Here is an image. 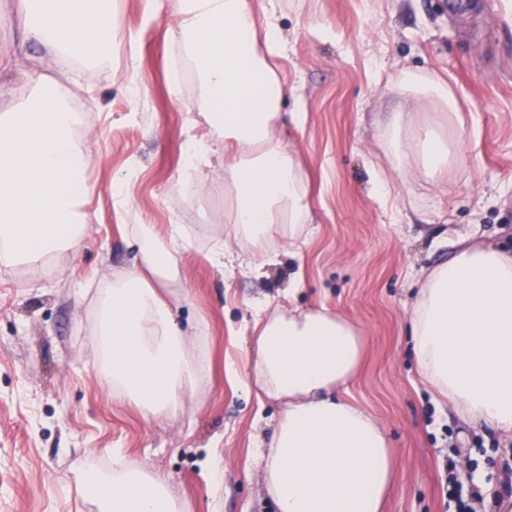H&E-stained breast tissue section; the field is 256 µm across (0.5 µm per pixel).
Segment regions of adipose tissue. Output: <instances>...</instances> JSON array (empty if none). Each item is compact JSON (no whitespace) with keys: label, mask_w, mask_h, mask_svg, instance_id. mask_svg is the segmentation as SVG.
<instances>
[{"label":"adipose tissue","mask_w":512,"mask_h":512,"mask_svg":"<svg viewBox=\"0 0 512 512\" xmlns=\"http://www.w3.org/2000/svg\"><path fill=\"white\" fill-rule=\"evenodd\" d=\"M257 0H174L183 57L197 69L198 108L210 133L185 130L182 184L202 191L216 139L224 141L226 240L204 258L224 263L238 247L269 257L289 248L308 221L298 158L276 127L288 96L271 60L282 37ZM22 40L57 59L86 66L129 40L102 0H17ZM22 103L0 101V259L38 260L63 245L60 222L84 224L71 174L91 157L76 143L77 115L56 84L37 78ZM413 137L431 176L445 173L448 139L422 125ZM458 250L423 282L408 315L413 353L425 379L475 426L512 430V250L457 241ZM180 225H168L141 250L143 272L126 274L97 299L105 362L115 392L148 411L178 408L195 344L158 291L178 274L186 250ZM155 277L145 282L144 273ZM249 374L282 406L264 459L265 489L278 512H382L393 457L381 423L337 397L358 371L356 327L327 307L279 310L257 319ZM104 512H181L164 480L146 469L102 483Z\"/></svg>","instance_id":"adipose-tissue-1"}]
</instances>
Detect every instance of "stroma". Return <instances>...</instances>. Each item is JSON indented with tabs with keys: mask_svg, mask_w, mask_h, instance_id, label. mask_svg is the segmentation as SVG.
<instances>
[{
	"mask_svg": "<svg viewBox=\"0 0 512 512\" xmlns=\"http://www.w3.org/2000/svg\"><path fill=\"white\" fill-rule=\"evenodd\" d=\"M155 18L142 0H115L135 44L71 77L70 65L21 46L14 0H0V48L23 49L31 74L67 91L75 138L93 162L83 173L89 224L35 262L0 260V512H101L93 486L130 468L160 471L184 512H277L261 484L259 444L281 407L228 377L244 369L259 308L326 306L350 320L365 354L339 397L374 414L391 440L394 481L384 512H458L444 460L456 447L498 482L512 439L473 426L426 384L408 312L429 273L454 255L458 236L512 243V0H274L285 38L279 74L293 94L277 134L299 158L312 222L301 249L260 268L238 250L223 267L205 253L227 234L224 151L207 190L183 197V130L209 125L196 109L191 70L171 75L178 45L171 0ZM447 82L460 116L397 87L399 73ZM139 92L127 94L125 84ZM304 113L302 123L291 115ZM449 122L461 147L435 181L387 145L393 113ZM136 178L133 203L112 184ZM181 225L189 241L179 278L163 295L186 334L202 333L194 364L212 367L205 391L185 383L176 413L151 414L113 392L98 349L96 299L140 268L143 231ZM224 450L219 484L207 479L213 444Z\"/></svg>",
	"mask_w": 512,
	"mask_h": 512,
	"instance_id": "stroma-1",
	"label": "stroma"
}]
</instances>
